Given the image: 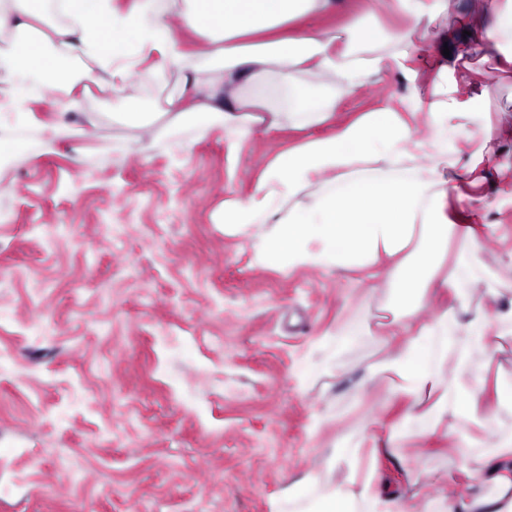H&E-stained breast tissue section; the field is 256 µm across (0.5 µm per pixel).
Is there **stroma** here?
<instances>
[{
    "label": "stroma",
    "instance_id": "obj_1",
    "mask_svg": "<svg viewBox=\"0 0 512 512\" xmlns=\"http://www.w3.org/2000/svg\"><path fill=\"white\" fill-rule=\"evenodd\" d=\"M484 0H453L433 31L434 64L415 65L341 95L338 121L400 99L410 86L456 84L444 46L466 41ZM354 17L394 31L406 16L382 0H333L318 25ZM139 74L141 96L91 89L82 112L33 102L36 121H65L74 136L44 151L34 123L0 113L20 163L0 169V512H271L289 485L323 468L336 428L312 432L315 411L361 403L396 423L380 386L355 391L360 366L323 369L308 389L296 375L311 338L359 303L378 315L386 278L354 271L256 266L248 240L225 228L224 202L246 198L262 172L301 142L257 132L229 154L223 129L195 139L166 114L151 129L125 121L173 85ZM157 145L142 153L144 134ZM190 142L173 155L171 143ZM500 170L463 193L482 195L503 234L490 257L512 272V133L494 138ZM451 443L444 432L408 438L379 465L388 493L462 483L424 478Z\"/></svg>",
    "mask_w": 512,
    "mask_h": 512
}]
</instances>
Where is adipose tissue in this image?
<instances>
[{"label":"adipose tissue","mask_w":512,"mask_h":512,"mask_svg":"<svg viewBox=\"0 0 512 512\" xmlns=\"http://www.w3.org/2000/svg\"><path fill=\"white\" fill-rule=\"evenodd\" d=\"M330 0H0V112L28 122L31 104L44 96L65 98L83 109V82L135 99L134 74L176 68L180 81L150 111L131 114L149 127L171 111L193 121L204 138L223 128L228 150L251 140L259 112L268 130L304 132L330 126L328 135L306 140L273 161L243 200L224 202V222L245 236L258 266L289 270L360 269L385 274L394 288L397 314L391 335L374 333L359 305L313 338L306 370L344 368L351 349L373 346L376 360L363 381L381 384L406 404L400 428L390 430L391 450L405 437L445 430L452 450L441 460L466 482L450 495L418 501L387 494L378 468V420L326 406L314 413L313 430L344 421L326 469L307 473L287 490L320 492L321 512H512V391L495 389L492 408L480 393L494 354L512 342V282L483 256L495 235L484 197L472 196L460 219L448 199L461 184L477 185L481 165H493L488 148L495 127L478 118L485 99L435 82L426 104V128L384 102L352 121L336 123L340 95L372 83L383 72L408 74L418 50L411 33L387 34L362 21L331 31L308 27L283 34L284 26L327 11ZM54 12L58 20L41 45L26 54L27 78L16 75L13 49L32 20ZM492 19L481 26L468 55L494 61L512 73V0H491ZM189 30L203 45L179 37ZM248 38L247 47L234 46ZM446 277H439L441 267ZM449 289L457 300L432 321L413 318L429 288ZM502 300L496 311L472 302Z\"/></svg>","instance_id":"adipose-tissue-1"}]
</instances>
